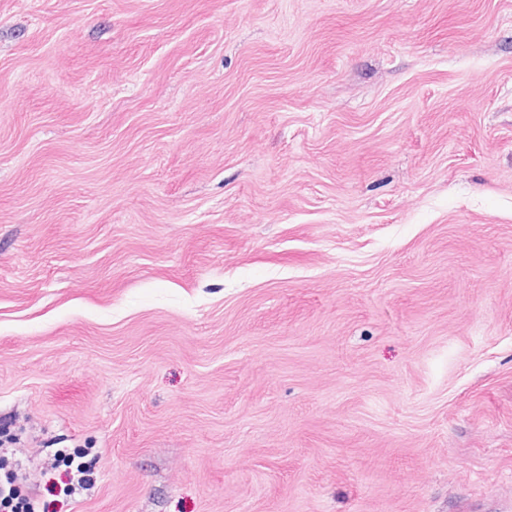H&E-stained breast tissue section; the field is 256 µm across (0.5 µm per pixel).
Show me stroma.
I'll use <instances>...</instances> for the list:
<instances>
[{
    "mask_svg": "<svg viewBox=\"0 0 512 512\" xmlns=\"http://www.w3.org/2000/svg\"><path fill=\"white\" fill-rule=\"evenodd\" d=\"M0 448L53 512H512V0H0Z\"/></svg>",
    "mask_w": 512,
    "mask_h": 512,
    "instance_id": "stroma-1",
    "label": "stroma"
}]
</instances>
